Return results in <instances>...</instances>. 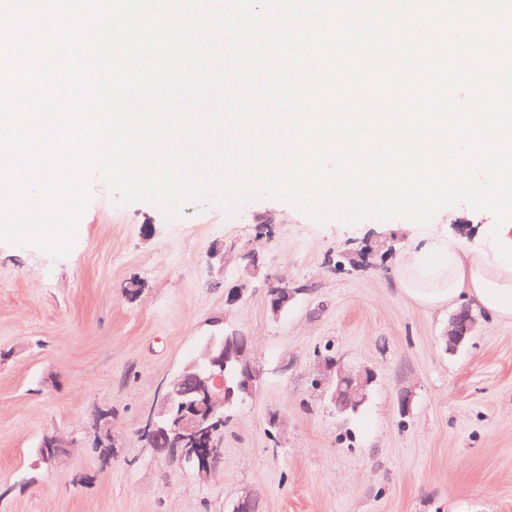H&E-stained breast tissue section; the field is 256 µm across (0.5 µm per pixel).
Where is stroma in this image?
Returning a JSON list of instances; mask_svg holds the SVG:
<instances>
[{
    "mask_svg": "<svg viewBox=\"0 0 512 512\" xmlns=\"http://www.w3.org/2000/svg\"><path fill=\"white\" fill-rule=\"evenodd\" d=\"M452 211L426 227L320 224L260 198L233 217L190 204L169 221L152 204L115 203L98 183L67 255L0 242V512H231L250 491L262 512H512V320L477 313L451 354L441 338L452 307L421 306L397 284L424 229L484 249L494 214ZM244 247L263 274L232 303ZM270 280L297 291L277 316ZM217 316L252 337L263 378L202 477L146 448L139 427ZM328 355L375 371L356 411L338 414L314 386ZM104 410L108 456L96 445ZM52 431L81 445L50 469L38 445Z\"/></svg>",
    "mask_w": 512,
    "mask_h": 512,
    "instance_id": "stroma-1",
    "label": "stroma"
}]
</instances>
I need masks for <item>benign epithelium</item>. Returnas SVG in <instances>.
<instances>
[{"label":"benign epithelium","mask_w":512,"mask_h":512,"mask_svg":"<svg viewBox=\"0 0 512 512\" xmlns=\"http://www.w3.org/2000/svg\"><path fill=\"white\" fill-rule=\"evenodd\" d=\"M241 275L239 285L230 301L240 300L250 288L251 278L261 270L259 255L244 248L239 252ZM299 288L280 286L268 291V307L277 316L300 293ZM477 320L466 307L459 308L450 318L448 333L442 337L446 351L453 353L471 338ZM237 370L236 388L227 385L224 369ZM262 371L254 358L252 343L240 345L237 337L228 339L212 336L198 354L185 363L161 386V396L154 409L142 423L141 433L148 437L153 451L169 453L170 444L187 439L192 447L180 448L181 460L188 468L202 476L215 469L221 449L215 447L213 437L224 423L227 403L239 393L245 402L256 395ZM374 373L366 368H346L334 357L322 360L321 371L314 381L323 390L336 411L341 413L353 405L365 402L367 389L374 382ZM78 447V439L56 431L46 433L40 443L42 461L53 467ZM232 512H260V496L247 492L233 505Z\"/></svg>","instance_id":"obj_1"}]
</instances>
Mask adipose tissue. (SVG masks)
<instances>
[{
	"mask_svg": "<svg viewBox=\"0 0 512 512\" xmlns=\"http://www.w3.org/2000/svg\"><path fill=\"white\" fill-rule=\"evenodd\" d=\"M398 283L403 293L428 308L454 304L463 296L493 319L512 320V271L491 252L472 256L429 241L402 263Z\"/></svg>",
	"mask_w": 512,
	"mask_h": 512,
	"instance_id": "1",
	"label": "adipose tissue"
}]
</instances>
